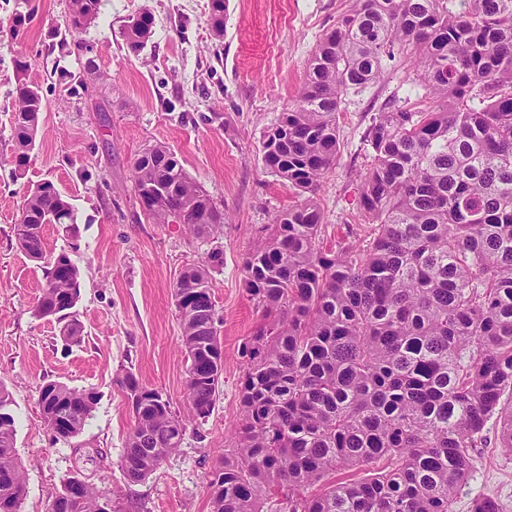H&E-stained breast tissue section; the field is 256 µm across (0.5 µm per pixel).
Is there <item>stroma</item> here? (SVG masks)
<instances>
[{"label":"stroma","mask_w":512,"mask_h":512,"mask_svg":"<svg viewBox=\"0 0 512 512\" xmlns=\"http://www.w3.org/2000/svg\"><path fill=\"white\" fill-rule=\"evenodd\" d=\"M36 2L27 37L16 43L6 29L16 0H0V384L12 397L26 476L22 512H47L63 478L78 468L102 491L121 492L122 512H209V481L234 445L240 417L242 346L260 322L243 261L275 215L299 200L264 171L261 138L296 100L312 52L352 0H228L220 33L209 22L210 0H100L96 24L76 37L65 29L69 0ZM142 11L155 19L153 35L133 54L121 29ZM19 56L31 60L22 77L41 88L46 108L26 171L16 179L10 160ZM61 66L84 78L85 87L61 83ZM393 94L412 108L421 103L399 61L386 62L380 81L348 95L336 117V163L314 197L325 245L367 233L359 205L370 166L365 131ZM160 142L223 206L230 218L223 235L197 238L183 225L145 219L133 162ZM47 180L69 198L77 218L75 235L49 224L44 236L48 250L67 252L80 269L78 345L61 340L55 319L34 317L43 272L12 233L26 191ZM216 247L224 251L223 268L212 274L224 365L215 408L207 420L189 423L181 447L148 480L127 483L120 460L131 418L117 379L133 372L186 415L174 285L187 264ZM48 381L98 393L77 438L56 439L44 425L38 391ZM484 432L489 445L475 449L453 512H471L483 495L512 512V452L495 445L496 419Z\"/></svg>","instance_id":"1"}]
</instances>
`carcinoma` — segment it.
I'll return each instance as SVG.
<instances>
[{"mask_svg":"<svg viewBox=\"0 0 512 512\" xmlns=\"http://www.w3.org/2000/svg\"><path fill=\"white\" fill-rule=\"evenodd\" d=\"M81 7L80 29L98 18L99 0ZM227 0H211L220 31ZM34 7L20 0L9 21L22 39ZM148 13L129 18L123 36L136 54L153 34ZM412 63L425 108L388 100L365 141L372 163L360 204L370 233L323 246L322 214L313 202L336 161V116L344 96L382 75L384 59ZM46 106L39 87L18 81L12 101L14 174L21 175ZM266 172L308 195L281 212L244 261V282L261 322L244 343L235 445L210 481V512H452L487 447L496 417L502 448L512 449V0H353L326 31L305 70L296 102L263 135ZM168 182L165 194H142ZM141 211L155 224L180 217L198 238L223 232L228 217L182 168L166 145L133 164ZM76 232L72 204L51 181L28 191L18 248L42 268L34 317H53L68 344L82 342L75 315L80 271L66 251L46 249L43 226ZM224 266L214 248L184 268L186 286L215 310L211 274ZM198 304L176 302L187 362V419L162 392L127 371L119 379L133 426L121 470L148 479L181 447L187 421L208 418L221 371L196 382L217 353ZM87 389L48 381L39 389L44 424L68 410L78 437L98 403ZM12 399L0 384V512H21L26 480L16 454ZM316 492H311V488ZM106 495L86 482L82 493L57 492L48 512H99ZM472 512H501L481 496Z\"/></svg>","mask_w":512,"mask_h":512,"instance_id":"cac0c4a2","label":"carcinoma"}]
</instances>
